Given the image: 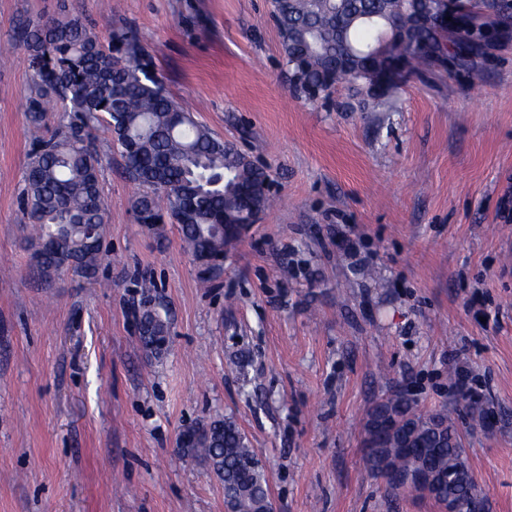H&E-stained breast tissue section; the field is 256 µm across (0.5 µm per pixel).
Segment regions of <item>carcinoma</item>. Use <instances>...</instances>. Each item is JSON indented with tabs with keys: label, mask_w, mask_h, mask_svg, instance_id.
I'll list each match as a JSON object with an SVG mask.
<instances>
[{
	"label": "carcinoma",
	"mask_w": 512,
	"mask_h": 512,
	"mask_svg": "<svg viewBox=\"0 0 512 512\" xmlns=\"http://www.w3.org/2000/svg\"><path fill=\"white\" fill-rule=\"evenodd\" d=\"M438 0H275L273 16L282 59L293 88L349 84L364 112H379L383 97L370 93L366 74L399 68L403 77L438 65L463 66L468 51L490 44L512 28V0H448V14L471 26L465 36L436 22ZM20 38L32 71L26 112L31 125L21 207L30 224V246L55 251L36 263L41 275L91 278L105 260L107 210L100 191L101 164L93 131L106 129L128 177L143 187L134 213L150 230L177 225L192 259L221 254L237 242L214 233L246 210L269 207L258 190L264 172L234 146L214 138L170 97L137 42L124 38L122 56L78 15L61 13L27 23ZM51 112L65 122L42 134ZM170 326L161 305L145 301L139 318L144 348L157 352ZM190 450L224 483L231 512H269L265 467L236 422L214 419L189 428ZM366 463L380 476L425 469L434 479L428 496L457 512H472L475 483L462 454L455 422L446 413L419 414L396 396L378 404L365 424Z\"/></svg>",
	"instance_id": "cac0c4a2"
}]
</instances>
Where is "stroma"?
<instances>
[{"label":"stroma","instance_id":"stroma-1","mask_svg":"<svg viewBox=\"0 0 512 512\" xmlns=\"http://www.w3.org/2000/svg\"><path fill=\"white\" fill-rule=\"evenodd\" d=\"M114 2L0 0V512H225L179 445L217 417L263 461L275 512H443L365 464L368 414L397 394L448 410L482 512H512V37L363 112L346 85L292 91L267 0ZM64 9L136 35L171 96L267 166L271 205L209 286L176 225L136 223L103 132L111 263L92 280L32 268L16 32ZM148 291L169 318L158 357L137 333Z\"/></svg>","mask_w":512,"mask_h":512}]
</instances>
